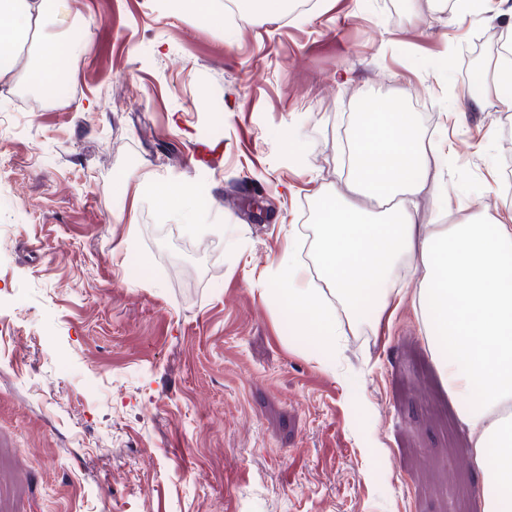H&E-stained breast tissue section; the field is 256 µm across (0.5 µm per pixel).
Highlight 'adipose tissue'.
I'll list each match as a JSON object with an SVG mask.
<instances>
[{
    "label": "adipose tissue",
    "mask_w": 512,
    "mask_h": 512,
    "mask_svg": "<svg viewBox=\"0 0 512 512\" xmlns=\"http://www.w3.org/2000/svg\"><path fill=\"white\" fill-rule=\"evenodd\" d=\"M73 0H0V79L13 76L12 47L28 34L39 46L34 71L42 94L54 91L61 49L83 53L88 42L71 19ZM60 35L44 32L45 23ZM474 79L482 101L512 112V59L480 66ZM370 118L358 122L344 147L342 176L349 194L332 192L318 205L313 227L317 277H310L296 244L272 263L271 296L287 307L290 340L304 322L315 332L310 350L324 367L335 363L336 324L380 322L400 303L404 269H423L414 303L423 318L432 359L451 406L466 424L471 463L482 474L481 512H512V224L486 216L457 224H418L414 198L431 190L442 210L461 208L454 187L427 188L430 165L412 113L374 100ZM365 197L390 203L385 217L369 219Z\"/></svg>",
    "instance_id": "adipose-tissue-1"
}]
</instances>
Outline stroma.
Here are the masks:
<instances>
[{
    "instance_id": "1",
    "label": "stroma",
    "mask_w": 512,
    "mask_h": 512,
    "mask_svg": "<svg viewBox=\"0 0 512 512\" xmlns=\"http://www.w3.org/2000/svg\"><path fill=\"white\" fill-rule=\"evenodd\" d=\"M85 54L38 112L0 81V512H479L468 433L404 299L336 363L262 294L375 99L449 138L463 221L512 215V114L472 81L512 28L456 0H315L229 21L78 0ZM220 146L196 165L194 144ZM155 188L140 185L142 173ZM198 192L190 225L157 187ZM269 211L249 214L255 200ZM236 227V245L219 227ZM363 409L354 412V399Z\"/></svg>"
}]
</instances>
